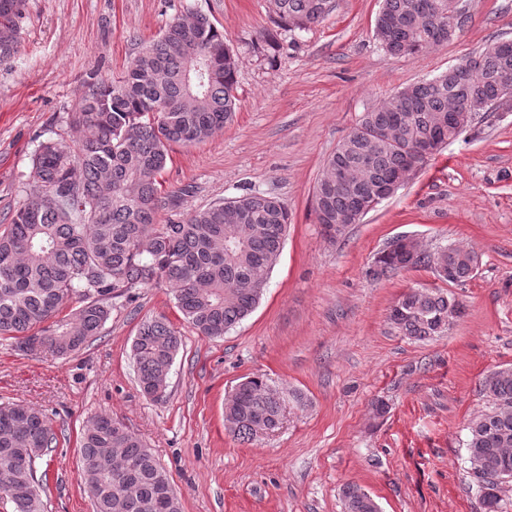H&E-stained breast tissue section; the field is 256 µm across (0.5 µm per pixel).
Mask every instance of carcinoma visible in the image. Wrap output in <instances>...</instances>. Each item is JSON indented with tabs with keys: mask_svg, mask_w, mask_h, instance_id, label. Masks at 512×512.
I'll return each mask as SVG.
<instances>
[{
	"mask_svg": "<svg viewBox=\"0 0 512 512\" xmlns=\"http://www.w3.org/2000/svg\"><path fill=\"white\" fill-rule=\"evenodd\" d=\"M424 0H383L375 37L393 56L416 54L448 41L468 22L448 24V0L429 25L416 22ZM277 25L304 31L333 9V0H270ZM26 0H0V66L20 48ZM237 60L224 33L203 14L178 15L142 46L126 71L90 84L70 123L90 131L75 146L47 140L35 152L34 189L0 226V340L22 353L67 356L99 335L117 300L164 283L183 319L200 335L224 336L257 306L283 248L288 210L276 198L246 192L158 223L170 205L160 177L173 143L192 145L228 124L238 105ZM512 54L487 44L444 75L409 84L361 115L325 161L315 188L314 215L335 238L361 215L357 201L406 169L412 146L457 138L479 112L512 104L502 72ZM418 243L393 242L375 258L374 278L430 267L450 284L474 276V253L444 250L440 260ZM79 306L64 313L73 298ZM465 306L454 295L411 289L387 320L405 336L426 340L448 332ZM181 338L166 319L145 320L133 341L142 391L168 381ZM480 392L492 409L468 425L472 485L476 472L512 479V368L487 376ZM284 401L262 379L240 383L225 403L230 433L242 442L259 429L279 428ZM57 447L52 420L41 410L0 404V475L10 477L3 502L11 512H44L36 461ZM93 512H182L166 470L134 433L108 414L94 417L80 437ZM344 512H379L361 487L342 489Z\"/></svg>",
	"mask_w": 512,
	"mask_h": 512,
	"instance_id": "1",
	"label": "carcinoma"
}]
</instances>
